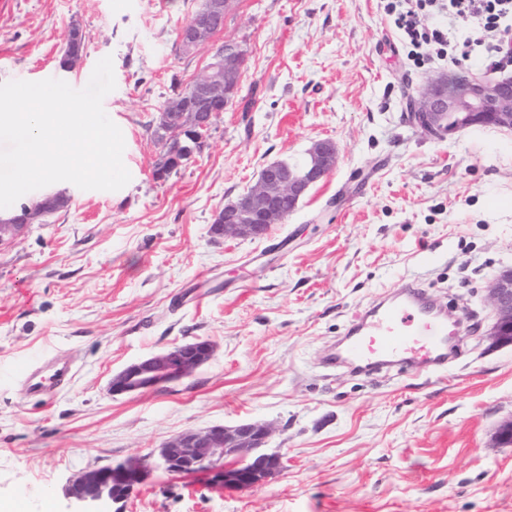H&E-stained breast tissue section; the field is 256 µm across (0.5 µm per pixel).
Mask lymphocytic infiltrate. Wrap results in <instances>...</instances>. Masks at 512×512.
I'll list each match as a JSON object with an SVG mask.
<instances>
[{
	"mask_svg": "<svg viewBox=\"0 0 512 512\" xmlns=\"http://www.w3.org/2000/svg\"><path fill=\"white\" fill-rule=\"evenodd\" d=\"M385 11L417 66L433 56L456 67L500 59L512 34V0H387ZM451 23L477 25L485 36L451 40Z\"/></svg>",
	"mask_w": 512,
	"mask_h": 512,
	"instance_id": "f902f5d3",
	"label": "lymphocytic infiltrate"
}]
</instances>
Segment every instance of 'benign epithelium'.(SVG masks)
<instances>
[{"instance_id":"7a95c632","label":"benign epithelium","mask_w":512,"mask_h":512,"mask_svg":"<svg viewBox=\"0 0 512 512\" xmlns=\"http://www.w3.org/2000/svg\"><path fill=\"white\" fill-rule=\"evenodd\" d=\"M229 6L230 0H205L203 9L178 31L184 52L209 46L212 59L205 72L195 76L177 98L163 106V155L156 167L159 179L178 169L187 158L181 150V137L202 145V131L238 96L246 51L233 41L212 44L215 31L224 26ZM412 122L439 139L474 126L512 133V75L490 78L473 74L461 89L451 77H433L412 106ZM337 163L336 142L322 139L313 142L297 164H267L254 186L216 213L212 232L224 238L264 237L272 225L283 223L298 208ZM33 220L34 216L24 211L1 222L0 243L22 236ZM485 291L493 317L489 336L497 344H511L512 269L498 273ZM212 356L213 346L207 341L177 346L128 364L112 377L109 391L121 395L164 387L192 375ZM269 437L267 426L251 422L187 431L163 444L155 456L149 454L81 472L66 483L63 494L75 506V512H101L104 502L125 501L154 467L170 474L201 475L209 485L221 490H247L284 466L281 453L266 450Z\"/></svg>"}]
</instances>
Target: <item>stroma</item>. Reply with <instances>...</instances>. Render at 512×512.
<instances>
[{
    "instance_id": "1",
    "label": "stroma",
    "mask_w": 512,
    "mask_h": 512,
    "mask_svg": "<svg viewBox=\"0 0 512 512\" xmlns=\"http://www.w3.org/2000/svg\"><path fill=\"white\" fill-rule=\"evenodd\" d=\"M198 6L0 0V84L51 74L81 89L112 57L103 108L131 175L118 191L67 184V208L0 245V502L67 512L62 488L81 471L257 422L281 472L240 492L156 469L117 512H512V445L494 439L512 418V345L488 338L484 292L512 268V134L413 127L409 98L457 69L408 61L384 0H232L213 41L246 50L241 91L157 180L154 108L210 58L177 38ZM75 27L82 57L64 71ZM318 139L335 141L337 166L269 237L211 234L266 164ZM273 236L287 250H268ZM412 279L458 328L447 365H326L355 316ZM199 339L215 353L192 376L109 393L128 364ZM51 350L73 381L24 396L10 369Z\"/></svg>"
}]
</instances>
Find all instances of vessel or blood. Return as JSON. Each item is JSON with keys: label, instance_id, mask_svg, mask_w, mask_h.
<instances>
[{"label": "vessel or blood", "instance_id": "b4317fda", "mask_svg": "<svg viewBox=\"0 0 512 512\" xmlns=\"http://www.w3.org/2000/svg\"><path fill=\"white\" fill-rule=\"evenodd\" d=\"M448 336L446 310L421 289L408 286L401 297L380 300L358 316L327 361L359 368L388 361L413 368L442 360ZM35 365L32 359L21 363L20 375L30 395H44L52 385L67 386L74 376L71 366L55 357L46 360L44 370H36Z\"/></svg>", "mask_w": 512, "mask_h": 512}]
</instances>
